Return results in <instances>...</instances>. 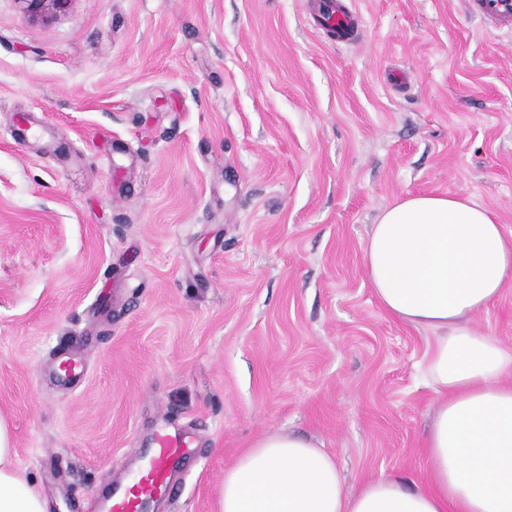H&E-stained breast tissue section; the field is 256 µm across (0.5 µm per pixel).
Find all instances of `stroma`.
Instances as JSON below:
<instances>
[{
	"mask_svg": "<svg viewBox=\"0 0 512 512\" xmlns=\"http://www.w3.org/2000/svg\"><path fill=\"white\" fill-rule=\"evenodd\" d=\"M351 6L343 45L309 0H0V414L50 512H96L165 427L195 441L152 512H215L272 431L348 491L424 479L429 332L363 249L418 194L512 240V35L464 0ZM472 325L512 347V284ZM23 9L33 17H47L66 7L69 0H21Z\"/></svg>",
	"mask_w": 512,
	"mask_h": 512,
	"instance_id": "35a3bbf8",
	"label": "stroma"
}]
</instances>
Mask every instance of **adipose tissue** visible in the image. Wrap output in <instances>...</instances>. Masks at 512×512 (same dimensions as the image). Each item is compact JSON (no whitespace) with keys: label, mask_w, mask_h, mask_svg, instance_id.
Returning a JSON list of instances; mask_svg holds the SVG:
<instances>
[{"label":"adipose tissue","mask_w":512,"mask_h":512,"mask_svg":"<svg viewBox=\"0 0 512 512\" xmlns=\"http://www.w3.org/2000/svg\"><path fill=\"white\" fill-rule=\"evenodd\" d=\"M364 262L382 308L434 332L424 371L441 399L427 482L382 477L349 494L327 451L269 432L225 468L216 512H512V348L470 324L512 281V242L479 202L415 195L382 214ZM0 512H47L1 416Z\"/></svg>","instance_id":"ef3b65f1"}]
</instances>
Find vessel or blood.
<instances>
[{
  "label": "vessel or blood",
  "mask_w": 512,
  "mask_h": 512,
  "mask_svg": "<svg viewBox=\"0 0 512 512\" xmlns=\"http://www.w3.org/2000/svg\"><path fill=\"white\" fill-rule=\"evenodd\" d=\"M468 10L486 31L512 33V0H468ZM318 15L324 31L335 34L342 43L356 42L355 17L349 9L335 5L333 0H321ZM192 443L187 434L160 430L132 479L113 486L105 494L103 512H146L157 500L176 496L179 489L170 481L169 464Z\"/></svg>",
  "instance_id": "obj_1"
}]
</instances>
